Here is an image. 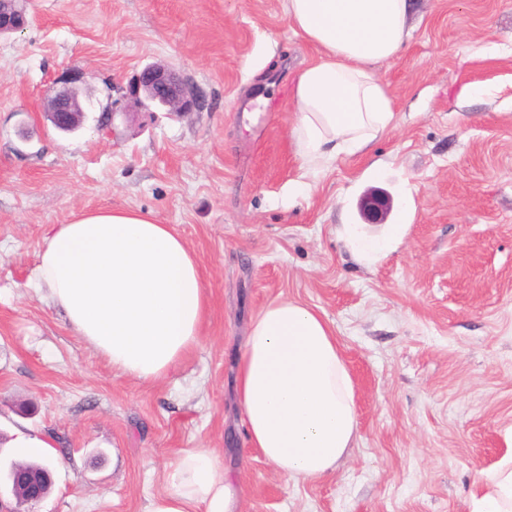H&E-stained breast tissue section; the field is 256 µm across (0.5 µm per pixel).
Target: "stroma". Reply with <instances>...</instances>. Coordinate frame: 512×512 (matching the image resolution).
<instances>
[{"instance_id":"1","label":"stroma","mask_w":512,"mask_h":512,"mask_svg":"<svg viewBox=\"0 0 512 512\" xmlns=\"http://www.w3.org/2000/svg\"><path fill=\"white\" fill-rule=\"evenodd\" d=\"M0 37V465L52 433L64 459L34 512H145L181 448H214L237 512H471L512 446V0H414L411 38L374 73L394 119L366 151L304 174L290 136L300 68L319 59L281 0H29ZM203 107L129 94L147 65ZM112 107L70 133L38 117L72 72ZM307 192L294 195L295 182ZM385 192L396 249L367 262L338 228ZM133 207L193 251L209 297L197 347L146 383L29 287L54 224ZM324 314L348 365L358 440L333 472L278 474L246 442L236 362L277 297Z\"/></svg>"}]
</instances>
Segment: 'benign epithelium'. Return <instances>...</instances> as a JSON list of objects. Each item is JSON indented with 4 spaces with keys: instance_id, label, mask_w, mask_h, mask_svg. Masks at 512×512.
<instances>
[{
    "instance_id": "obj_1",
    "label": "benign epithelium",
    "mask_w": 512,
    "mask_h": 512,
    "mask_svg": "<svg viewBox=\"0 0 512 512\" xmlns=\"http://www.w3.org/2000/svg\"><path fill=\"white\" fill-rule=\"evenodd\" d=\"M27 23L24 0H0V36L21 31ZM131 94L139 103L145 100L178 114L201 108L197 95L175 72L160 64L143 68L134 80ZM92 107L91 100L81 98L76 87H52L42 101L41 112L56 130L70 132L80 127ZM389 211L390 198L383 192H371L361 201V212L368 224L384 223ZM48 476L45 472L39 478H30L23 471L11 468L5 476V485L18 502L36 505L46 497Z\"/></svg>"
}]
</instances>
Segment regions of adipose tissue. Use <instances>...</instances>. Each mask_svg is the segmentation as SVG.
<instances>
[{"mask_svg":"<svg viewBox=\"0 0 512 512\" xmlns=\"http://www.w3.org/2000/svg\"><path fill=\"white\" fill-rule=\"evenodd\" d=\"M295 33L321 52L293 87L298 153L313 169L361 150L393 120L372 72L410 35L412 0H282ZM78 336L122 374L167 375L199 343L208 308L200 267L170 225L135 208H102L53 225L33 271ZM236 398L247 441L293 481L332 471L358 430L350 373L326 318L271 301L251 318ZM147 512H235L237 488L212 448L182 449ZM473 512H512V450L476 485Z\"/></svg>","mask_w":512,"mask_h":512,"instance_id":"ef3b65f1","label":"adipose tissue"}]
</instances>
